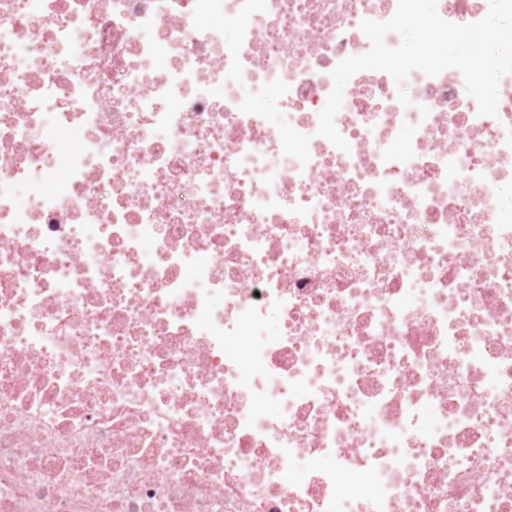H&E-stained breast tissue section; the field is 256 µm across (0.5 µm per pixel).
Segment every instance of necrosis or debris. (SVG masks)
<instances>
[{"label":"necrosis or debris","mask_w":512,"mask_h":512,"mask_svg":"<svg viewBox=\"0 0 512 512\" xmlns=\"http://www.w3.org/2000/svg\"><path fill=\"white\" fill-rule=\"evenodd\" d=\"M397 4L0 0V512H512V74L317 133Z\"/></svg>","instance_id":"4bbe7bcc"}]
</instances>
